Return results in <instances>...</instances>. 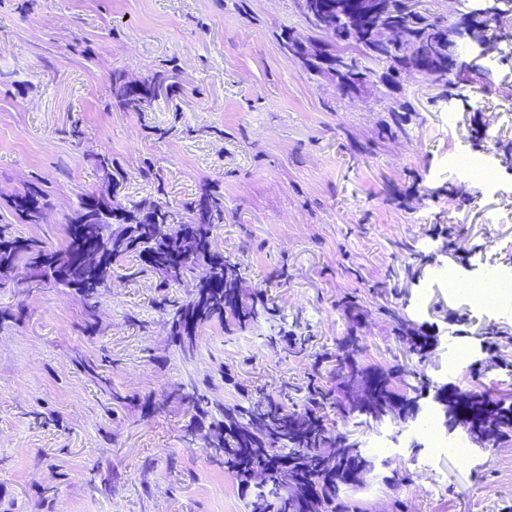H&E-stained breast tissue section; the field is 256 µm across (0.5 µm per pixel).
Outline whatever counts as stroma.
Wrapping results in <instances>:
<instances>
[{
  "label": "stroma",
  "mask_w": 512,
  "mask_h": 512,
  "mask_svg": "<svg viewBox=\"0 0 512 512\" xmlns=\"http://www.w3.org/2000/svg\"><path fill=\"white\" fill-rule=\"evenodd\" d=\"M288 34H311L296 0H0V225L61 248L80 197L104 189L106 154L117 200L167 202L175 223L217 191L215 249L276 308L244 331L199 328L187 359L162 302L189 286L137 258L91 308L52 281L0 277V512H247L233 476L185 442L179 389L208 383L215 410L305 387L308 359L269 344L274 328L313 352L352 329L367 362L512 402V292L487 305L463 288L512 281V169L494 164L489 193L457 163L512 144V24H491L496 49L452 81L450 106L407 76L340 98ZM116 70L163 75L148 111L119 109ZM392 105L405 113L390 137ZM31 182L47 195L36 224L9 205ZM451 232L462 249L434 258ZM394 310L433 336L424 363L404 356ZM432 418L425 401L414 423L357 432L364 455L391 463L356 493L367 512H512V441L463 458L464 432H431ZM403 463L407 481L386 484Z\"/></svg>",
  "instance_id": "stroma-1"
}]
</instances>
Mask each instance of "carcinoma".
<instances>
[{
	"label": "carcinoma",
	"instance_id": "cac0c4a2",
	"mask_svg": "<svg viewBox=\"0 0 512 512\" xmlns=\"http://www.w3.org/2000/svg\"><path fill=\"white\" fill-rule=\"evenodd\" d=\"M406 24L416 37L430 43L433 52H457V47L450 48L446 42L431 41L439 31H448V26L432 13L420 12ZM155 90L154 83H133L122 71L112 72L113 99L127 111H144ZM41 199L40 189L30 186L12 199V208L32 223L43 207ZM89 211V199H80L73 223L66 231L65 244L59 249L0 231V261L24 263L30 267L31 276L38 278L42 276L38 260L44 255H59L66 259L71 277L55 284L69 288L73 282L84 283L76 293L88 305L99 295L100 285L87 281L85 270L77 262L80 250L91 239L110 251L112 262L135 256L144 264L140 272H159L169 282L181 283L198 266H209L212 280L206 284L194 283L174 311L172 333L185 357L194 352L196 331L207 322L222 320L230 330H244L271 315L272 308L262 293L242 297L241 291L235 288L239 280L237 264L214 248V227L224 222V202L220 198L207 194L199 200L194 215L199 228L198 242L182 258L181 268L173 277L168 275L166 262L168 255L179 248L167 234L166 224L171 217L168 205L156 203L146 209H130L114 200L106 211H97L89 220H83ZM280 340L287 343L294 355L309 356L316 374L321 372L323 364L336 362L344 388L336 407L344 422L357 427L364 425L357 400L359 392L365 389L371 391L374 412L381 418L396 410L417 409L413 385L403 382L398 386L395 371L363 363L359 337L349 334L339 339L333 356L307 354V343L302 337L282 336ZM438 390L448 418L465 425L470 434H487L497 439L512 435V404L497 401V413L487 418L478 409L475 414L467 415L460 408L458 391L450 393L445 386ZM332 397L333 392L327 388L317 392L305 387L299 404L290 400L287 391L281 390L276 394H248L238 402L224 405L222 425L213 432V436L220 435L222 439L213 456L223 459L224 469L238 481L249 512H363L349 492L361 487L360 473L375 471L376 461L363 455L349 434L329 418L324 400ZM185 399L195 410V416L185 428V434L189 435L208 416V399L197 390L186 394ZM256 468L267 471L266 492L253 491L251 471Z\"/></svg>",
	"mask_w": 512,
	"mask_h": 512
}]
</instances>
